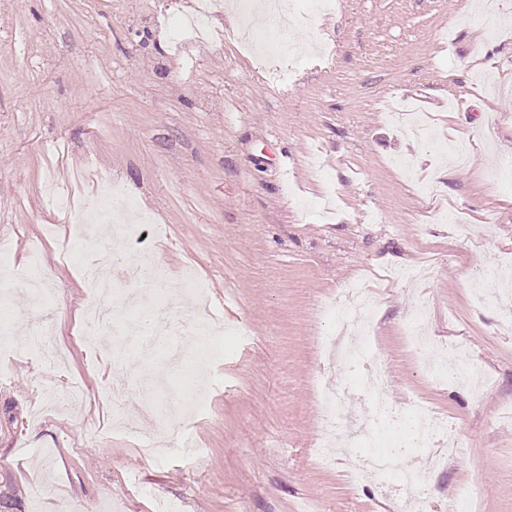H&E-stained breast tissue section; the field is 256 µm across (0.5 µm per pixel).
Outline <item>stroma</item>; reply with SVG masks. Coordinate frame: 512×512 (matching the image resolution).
Here are the masks:
<instances>
[{
  "label": "stroma",
  "instance_id": "1",
  "mask_svg": "<svg viewBox=\"0 0 512 512\" xmlns=\"http://www.w3.org/2000/svg\"><path fill=\"white\" fill-rule=\"evenodd\" d=\"M232 0H214L209 37L174 34L195 0H0V512H401L392 478L351 489L344 462L319 466L318 388L363 386L320 339L340 288L377 289L372 343L384 399L446 415L464 448L427 484L434 512L479 484L470 512H512V287L474 286L512 257V0L488 35L481 0H292L273 24L297 54L288 83L247 52ZM134 199L145 237L125 247L165 283L194 264L217 324L208 355L181 315L158 321L130 351L128 410L136 439L112 431L105 401L113 339H81L93 289L59 248L69 222L48 189L99 176ZM437 263L424 281L387 273ZM51 267L50 313L62 366L14 348L33 314L23 273ZM461 343L473 384H435L408 328ZM200 365L192 407L175 357ZM81 383L86 400L49 403ZM167 429L202 448L187 464L154 451Z\"/></svg>",
  "mask_w": 512,
  "mask_h": 512
}]
</instances>
